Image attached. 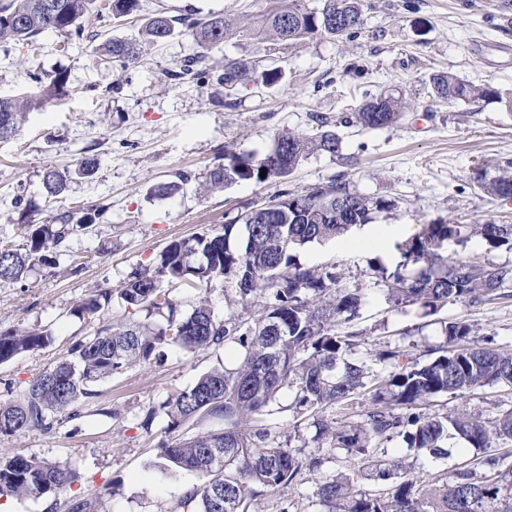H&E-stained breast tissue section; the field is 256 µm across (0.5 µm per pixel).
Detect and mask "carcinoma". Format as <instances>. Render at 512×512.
I'll return each mask as SVG.
<instances>
[{"mask_svg": "<svg viewBox=\"0 0 512 512\" xmlns=\"http://www.w3.org/2000/svg\"><path fill=\"white\" fill-rule=\"evenodd\" d=\"M140 0H6L0 5V38L33 41L46 32L78 33L84 15L97 7L114 18L135 13ZM261 27L297 40L316 35L349 36L362 23L361 0H324L309 9L302 0H272ZM192 37L195 52L184 59L181 74L198 77L210 52L224 47L232 23L224 15L198 18L158 12L146 19L140 39L108 40L94 48L99 60L124 66L139 63L145 45L160 44L176 26ZM258 61L225 60L222 80L230 88L245 87ZM33 95L0 97V140L20 132L31 112L41 110L68 93L62 72L37 81ZM436 96L448 104L481 100L496 94L485 85L455 76L433 77ZM408 103L395 90L363 100L355 122L376 129L397 122ZM341 141L325 131L316 137L284 132L268 153L224 156L206 180L210 190L240 181L265 183L287 177L310 155H336ZM266 177H260V172ZM71 173L47 169V196L61 195ZM483 189L494 196L512 197V176L478 174ZM302 199V205L295 204ZM271 208H252L248 226L226 224L220 231L203 232L171 242L157 266L134 273L117 291L100 289L76 306L78 316L98 320L116 298L145 317L125 327L103 324L29 381L6 402H0V435L30 430L50 432L75 417L77 405L97 395V385L135 364L161 358L166 347L194 353L226 347L238 352V364L213 368L190 387L169 397L162 408L173 437L160 442L157 467L168 474L192 473L205 482L177 501L174 512H247L252 501L299 484H314L307 497L319 512H512V452L490 454L478 462L457 464L426 481L418 471L425 465L445 466L452 456L448 441L458 439L477 450L512 442V409L493 419L465 411H432L427 404L442 395H462L480 387H512V352L477 345L473 329L463 319L442 322L444 341L427 349L421 361L399 342H385L367 353L359 328L361 289L341 283L330 268L302 263L298 251L314 242L335 240L352 228L372 222L392 204L370 199L331 180L300 195L283 190L270 200ZM61 214L42 224L23 221L22 249L0 244V281L19 282L28 272L48 263L46 252L61 245L89 222L71 223ZM468 226L423 224L396 244L400 262L388 273L370 267L386 286L390 307L415 306L422 316L435 315L458 303L482 304L509 296L512 269L477 265L445 254L451 243H462ZM492 248L512 251V224L476 226ZM419 266L412 275L408 265ZM229 279L241 310L221 318L208 301L191 311L163 288L164 281L188 282L206 288L216 279ZM47 329L0 331V364L20 354L49 347ZM293 394L294 421L286 435L271 433L269 420L282 389ZM367 407L356 414L355 405ZM344 411L348 421L336 424L325 417L329 408ZM217 429L175 434L179 428L202 422ZM397 441L407 454L396 459L388 444ZM336 449L347 463L333 477H321L325 458L320 448ZM76 480L69 467L45 458L16 452L0 456V497L57 498ZM365 480L376 488L366 489ZM224 488V508L214 496Z\"/></svg>", "mask_w": 512, "mask_h": 512, "instance_id": "carcinoma-1", "label": "carcinoma"}]
</instances>
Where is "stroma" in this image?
<instances>
[{"mask_svg": "<svg viewBox=\"0 0 512 512\" xmlns=\"http://www.w3.org/2000/svg\"><path fill=\"white\" fill-rule=\"evenodd\" d=\"M270 6L271 0H141L140 13L118 20L87 13L82 39L47 32L28 46L0 40V97L26 95L37 76L55 71L66 74L71 90L30 113L18 136L0 141V241L22 247L24 207L37 223L66 211L78 221L89 207L107 208L92 226L51 250L49 264L21 282H0V329L39 326L55 337L49 348L0 364V401L93 332L94 323L74 312L87 295L120 288L134 272L155 268L172 241L221 230L281 190L300 193L335 178L391 208L343 238L306 246L301 261L334 267L342 282L362 288L360 325L368 343L405 339L419 354L442 342L438 318L389 308L384 285L368 264L394 269L396 242L423 224H512V198L490 195L474 179L479 169L500 175L512 161V0H363L357 33L298 41L257 30ZM189 9L200 17L224 15L238 26L223 49L210 53L204 78L172 77L193 52L183 32L146 48L129 68L94 61L95 43L137 37L145 17L157 11L174 16ZM228 57L260 59L283 68L285 76L276 85L251 84L231 94L221 80ZM436 74L492 86L498 95L441 102L431 84ZM384 88L408 102L401 120L377 129L355 123L360 102ZM285 131L335 132L341 152L313 154L282 180L206 188V174L225 154L264 155ZM85 157L97 165L81 175L77 167ZM49 168L73 173L61 196H47L42 187ZM164 183L174 185L172 195L155 193ZM168 288L184 310L205 297L221 316L235 297L221 279L205 290L178 281ZM442 316L462 317L475 339L491 336L512 351L511 297L460 303ZM234 362L228 350H168L160 361L101 383L97 397L79 405L77 418L53 431L0 437V455L21 450L69 465L77 479L67 499L96 500L99 512H171L202 479L151 467L168 418L158 414L147 433L136 429L135 418L203 372ZM433 407L492 418L512 408V390L443 396Z\"/></svg>", "mask_w": 512, "mask_h": 512, "instance_id": "1", "label": "stroma"}]
</instances>
